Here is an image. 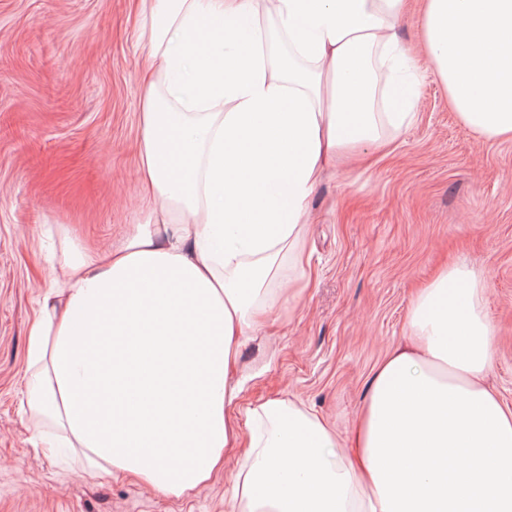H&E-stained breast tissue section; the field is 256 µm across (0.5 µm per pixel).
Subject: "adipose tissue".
<instances>
[{"mask_svg":"<svg viewBox=\"0 0 512 512\" xmlns=\"http://www.w3.org/2000/svg\"><path fill=\"white\" fill-rule=\"evenodd\" d=\"M405 0H138L140 179L155 207L114 246L63 236L29 333L22 407L42 458L198 492L246 444L228 512H512V406L483 383L484 276L443 270L377 364L352 433L233 375L297 279L325 164L385 145L418 79ZM423 50L462 123L512 139V0H422Z\"/></svg>","mask_w":512,"mask_h":512,"instance_id":"adipose-tissue-1","label":"adipose tissue"}]
</instances>
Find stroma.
Segmentation results:
<instances>
[{"label": "stroma", "mask_w": 512, "mask_h": 512, "mask_svg": "<svg viewBox=\"0 0 512 512\" xmlns=\"http://www.w3.org/2000/svg\"><path fill=\"white\" fill-rule=\"evenodd\" d=\"M134 0H0V512H227L245 448L181 501L138 479L92 481L37 457L18 382L62 233L93 247L145 222L139 207ZM419 0L397 35L415 59V121L386 156L328 170L308 202L310 275L294 313L267 320L236 370L240 407L297 399L348 434L372 370L416 294L466 263L487 280V383L512 404V141L458 119L420 39Z\"/></svg>", "instance_id": "stroma-1"}]
</instances>
